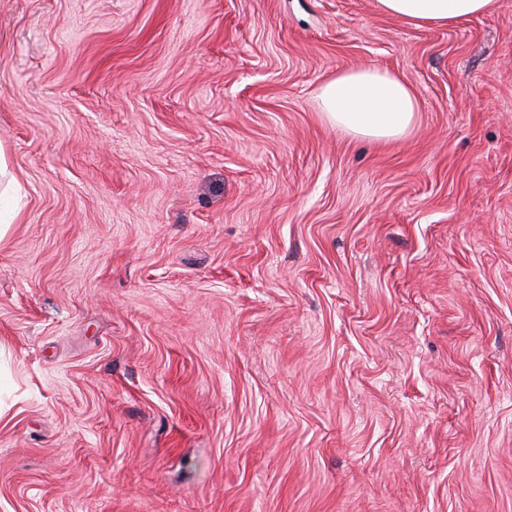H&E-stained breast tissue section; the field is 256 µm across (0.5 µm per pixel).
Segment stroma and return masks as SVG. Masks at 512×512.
Wrapping results in <instances>:
<instances>
[{
	"label": "stroma",
	"instance_id": "35a3bbf8",
	"mask_svg": "<svg viewBox=\"0 0 512 512\" xmlns=\"http://www.w3.org/2000/svg\"><path fill=\"white\" fill-rule=\"evenodd\" d=\"M0 154V512H512V0H0ZM380 10L409 24L452 25L481 15L493 0H377ZM318 98L330 123L377 140L403 135L419 111L412 88L378 69L340 73L320 87Z\"/></svg>",
	"mask_w": 512,
	"mask_h": 512
}]
</instances>
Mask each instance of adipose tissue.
<instances>
[{"label": "adipose tissue", "instance_id": "1", "mask_svg": "<svg viewBox=\"0 0 512 512\" xmlns=\"http://www.w3.org/2000/svg\"><path fill=\"white\" fill-rule=\"evenodd\" d=\"M380 10L407 23L452 25L489 11L493 0H377ZM327 120L350 133L391 140L413 124L418 102L398 76L378 69L336 75L318 93Z\"/></svg>", "mask_w": 512, "mask_h": 512}]
</instances>
